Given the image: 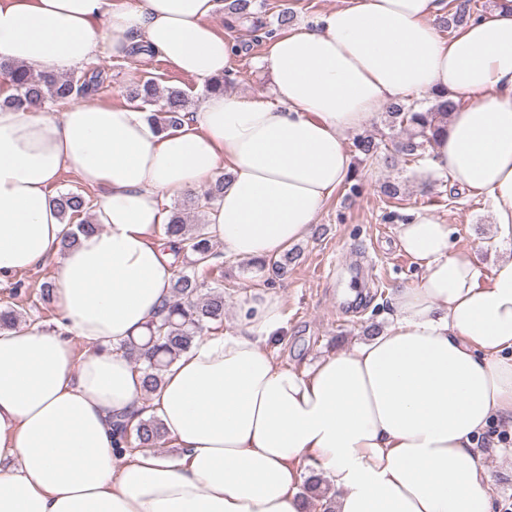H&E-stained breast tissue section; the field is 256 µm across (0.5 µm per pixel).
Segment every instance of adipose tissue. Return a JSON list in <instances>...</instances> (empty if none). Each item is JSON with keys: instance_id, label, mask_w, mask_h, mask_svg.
I'll list each match as a JSON object with an SVG mask.
<instances>
[{"instance_id": "1", "label": "adipose tissue", "mask_w": 512, "mask_h": 512, "mask_svg": "<svg viewBox=\"0 0 512 512\" xmlns=\"http://www.w3.org/2000/svg\"><path fill=\"white\" fill-rule=\"evenodd\" d=\"M221 7L0 0V58L64 73L102 47L139 46L205 83L236 55L212 24ZM443 7L345 0L268 44L271 96L209 93L175 131L133 106L74 104L58 118L0 108V282L61 257L56 327L0 329V512H306L314 471L331 480L337 512H492L473 448L491 423L512 426V257L483 276L441 216L399 227L422 275L393 290L388 326L310 370L276 361L283 298L252 290L234 329L197 338L151 394L120 349L171 301L164 202L229 173L208 236L237 259L279 257L349 178L343 134L405 96L457 102L431 164L488 196L512 239V0L448 40L434 25ZM66 169L98 190L100 229L63 253L51 190ZM149 414L178 455L118 465L113 421Z\"/></svg>"}]
</instances>
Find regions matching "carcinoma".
<instances>
[{
    "label": "carcinoma",
    "mask_w": 512,
    "mask_h": 512,
    "mask_svg": "<svg viewBox=\"0 0 512 512\" xmlns=\"http://www.w3.org/2000/svg\"><path fill=\"white\" fill-rule=\"evenodd\" d=\"M255 0H224V11L253 34L255 41L272 35L275 29L288 26L294 19V12L283 7L277 14V28L273 29L254 11ZM473 0H453L448 4V13L442 17L447 29L466 26L473 18ZM0 74L8 80L13 94L3 99V105L22 106L38 102L42 105H67L80 98L95 95L101 89V73L92 71L80 76L71 74L58 77L45 72L36 75L26 64L8 60L0 61ZM129 97L144 105L155 106L157 110L148 115L160 130L167 131L182 126L185 116V95L178 89L159 94L154 80L147 79L136 85ZM457 103L445 96L432 94L424 101L409 104L393 103L387 114L392 118L393 126L399 128L403 139L395 146V153H387L383 139L372 134H359L354 138L353 147L366 159L381 158L386 165H394L397 157L406 162L417 163L426 157L428 147L436 140L440 131L448 123L451 112ZM230 174L225 173L213 182L199 196L188 199L189 206L199 209L221 197L224 187L229 184ZM60 219L71 223L72 218L83 216L75 228L63 237L60 251L70 249L82 234H88L99 228L90 214L93 208L91 196L81 190L60 192L54 197ZM167 237L175 240L178 252L189 258L187 265L178 271L172 285L173 302L161 323H151L144 336L132 338L121 349L133 359H139L141 351L148 354L149 364L143 370V388L147 393L156 390L161 382L164 368L169 366L183 351L187 350L208 324L221 327L224 323V286L215 276L213 246L206 236L205 226L187 223L184 213L177 209L172 212L169 224L164 228ZM298 254L286 252L280 258L265 263L272 275L284 278L290 266L296 262ZM22 317L17 305H6L0 309V328L14 326ZM113 444L118 454L128 450L129 445L138 448H153L164 436L161 422L155 417L142 418L134 426L127 422L115 423Z\"/></svg>",
    "instance_id": "cac0c4a2"
}]
</instances>
